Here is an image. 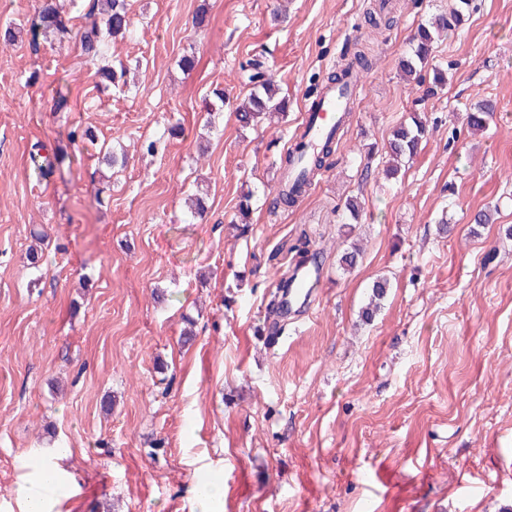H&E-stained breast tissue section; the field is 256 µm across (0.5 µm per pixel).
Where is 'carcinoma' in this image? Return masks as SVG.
I'll return each mask as SVG.
<instances>
[{"instance_id": "carcinoma-1", "label": "carcinoma", "mask_w": 512, "mask_h": 512, "mask_svg": "<svg viewBox=\"0 0 512 512\" xmlns=\"http://www.w3.org/2000/svg\"><path fill=\"white\" fill-rule=\"evenodd\" d=\"M470 6L469 0H456L455 6L446 15H438L428 23L417 26L411 41V53L400 61V70L403 78L408 82L418 80L421 71L428 65L435 34L442 30H452L463 20ZM98 12L100 22L79 33V43L83 55L87 60L95 63L108 54L113 40L125 36L130 29V14L127 0H92L90 12ZM366 23L374 29L389 28L393 24V18L384 14L383 10L371 9L366 13ZM65 5L62 0H43L38 11L37 18L29 29L32 43L39 39H46L58 32L65 30ZM371 66L369 48L357 49L352 57L336 73L327 76L324 88L346 89L345 78L354 75L360 70H367ZM249 72L248 81L253 85V91L249 98L236 108V118L244 127L255 126L262 116L283 108L285 100L273 102L277 88L273 82L266 78L262 71V64L256 59H250L242 66ZM129 67L124 64L112 66H100L94 73L95 88L100 92L112 89L129 87L127 75ZM495 112V105L490 100L477 104L467 115V125L471 129L486 127ZM427 132L425 121L419 116L411 117V124L400 126L392 133L389 140L388 154L392 164L386 169V175H394L398 172V164L412 158L418 151L422 139ZM336 137L329 136L325 139L315 153L309 155L304 150V144H299L294 151H289L282 159L283 176L278 181L276 188L275 204L283 207H291L296 203L304 188L311 185L306 174L300 178L291 180L289 169L300 162L305 165L309 173L321 170L326 160L334 152ZM45 145L40 141L30 144L29 159L41 178L51 175L64 158L54 153L50 156L43 155ZM387 281L377 280L372 285L371 302L362 311L364 318H371L380 307V301L385 297Z\"/></svg>"}]
</instances>
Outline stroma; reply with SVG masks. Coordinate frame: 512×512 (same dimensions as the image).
Segmentation results:
<instances>
[{"mask_svg": "<svg viewBox=\"0 0 512 512\" xmlns=\"http://www.w3.org/2000/svg\"><path fill=\"white\" fill-rule=\"evenodd\" d=\"M376 2L128 0L132 33L110 55L136 85L101 96L77 38L90 0L36 46L25 31L42 0H0V28L24 31L0 46V512H21L16 484L49 456L67 473L51 512H199L209 480L224 484L210 512H512V0H473L436 39L423 75L448 83L432 93L400 61L452 0H390L386 30L365 21ZM362 45L372 67L334 153L294 207H274L306 101ZM250 58L289 104L244 128ZM217 88L224 109L207 111ZM59 92L69 111H53ZM483 100L494 118L470 133ZM416 113L420 151L384 175L393 130ZM78 125L96 143L72 145ZM37 140L68 154L46 179ZM102 143L124 169L99 162ZM484 209L493 222L473 223ZM35 229L51 258L38 269ZM302 246L317 282L273 345L269 295Z\"/></svg>", "mask_w": 512, "mask_h": 512, "instance_id": "35a3bbf8", "label": "stroma"}]
</instances>
